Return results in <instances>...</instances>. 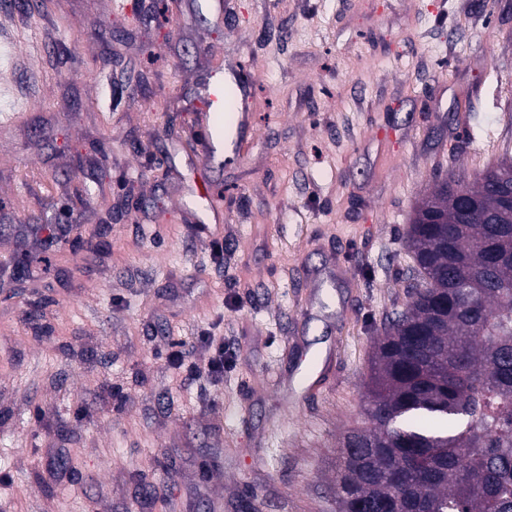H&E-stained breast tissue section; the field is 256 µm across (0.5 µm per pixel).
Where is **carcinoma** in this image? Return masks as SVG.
<instances>
[{
	"label": "carcinoma",
	"instance_id": "carcinoma-1",
	"mask_svg": "<svg viewBox=\"0 0 512 512\" xmlns=\"http://www.w3.org/2000/svg\"><path fill=\"white\" fill-rule=\"evenodd\" d=\"M512 158L445 182L407 233L421 287L375 340L338 512H512Z\"/></svg>",
	"mask_w": 512,
	"mask_h": 512
}]
</instances>
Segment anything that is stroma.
<instances>
[{"instance_id": "obj_1", "label": "stroma", "mask_w": 512, "mask_h": 512, "mask_svg": "<svg viewBox=\"0 0 512 512\" xmlns=\"http://www.w3.org/2000/svg\"><path fill=\"white\" fill-rule=\"evenodd\" d=\"M35 2L0 0V512H336L414 210L512 147V0ZM217 77L254 142L202 165ZM204 328L234 355L182 379ZM224 83L221 79L209 81L204 86V98L208 102V112L201 114L196 131L198 155L200 161L207 162L216 150V135L213 126V113L223 105ZM197 339L211 349L212 354L204 365H199L190 360L189 353L181 346L172 349L167 356L170 366L188 379H194L200 375L217 378L224 373V354L228 349L224 346V338L212 334L208 329L200 331Z\"/></svg>"}]
</instances>
